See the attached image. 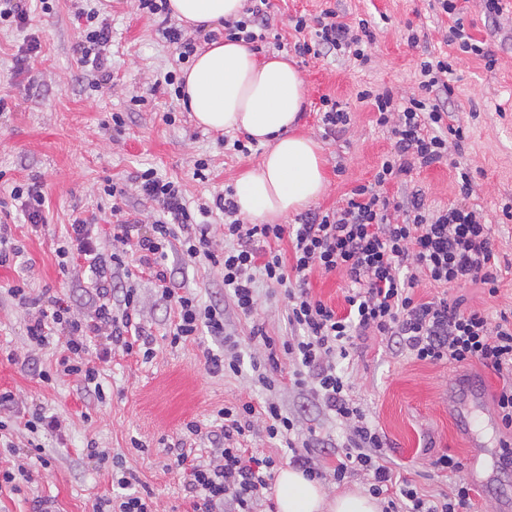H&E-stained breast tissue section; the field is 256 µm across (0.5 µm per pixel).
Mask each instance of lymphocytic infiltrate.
I'll return each instance as SVG.
<instances>
[{
  "instance_id": "lymphocytic-infiltrate-1",
  "label": "lymphocytic infiltrate",
  "mask_w": 512,
  "mask_h": 512,
  "mask_svg": "<svg viewBox=\"0 0 512 512\" xmlns=\"http://www.w3.org/2000/svg\"><path fill=\"white\" fill-rule=\"evenodd\" d=\"M151 15L162 16V37L174 45L180 59L194 55V38L169 23L167 0H138ZM441 13L452 19L448 41L460 53L475 55L494 68L492 50L484 48L466 28L457 8L458 0H436ZM270 0H248L236 20L224 23L229 41L251 44L253 49L283 50L282 36L275 32L269 13ZM79 50L84 67L102 72L106 48L112 41L108 21L98 20L96 12L86 15ZM298 35L293 50L299 57L341 58L357 66L371 59L374 41L366 19L356 24L341 20L335 8L324 9L314 22L297 19ZM420 83L417 93L395 97L391 90L358 91L360 101L371 102L375 124L394 141V150L381 162L373 182L354 186L336 207L310 209L293 224H250L238 214L233 188L218 194L213 206L191 208L178 184L158 177L147 169L138 173L137 187L143 197L157 204L160 214L150 229L138 219L118 224L114 234L121 243L135 242L140 265L151 276L160 299L173 306L176 314L170 333L171 345L198 336L200 332L222 337V351L208 354L210 372L237 375L243 358L239 342L224 333V310L200 303L189 293H179L165 266L167 250L180 243L188 259L205 258L224 270V289L237 309L245 315L256 307L255 281H266L287 290L288 334L283 340L268 336L262 325L251 330L252 339L268 351L266 361H252L255 382L272 387L268 367L277 366L280 357L292 362L291 383L300 390L311 389L320 406L334 414L345 429L342 443L309 429L303 441H295L297 424L273 401H251L221 408L222 421L215 432L223 446L200 460L175 443L167 450L172 471L186 474L185 489L193 512H262L273 478L275 462L260 458L245 448L243 440L252 418L262 419L269 438L285 442L295 468L312 479H323L324 472L314 452L315 445L333 451L336 482L361 473L367 475L371 496L384 499V512H462L469 506L472 489L463 475V464L452 454L433 460V467L452 478V491L436 500L422 498L416 488L397 479L387 459L385 435L374 427L351 395V386L339 370L340 361L349 357L356 339L372 334L391 340L415 359L431 364L479 365L496 373L502 385L494 397L496 417L503 432L499 439L500 461L512 466V313L490 316L485 310L464 307L462 299L434 297L418 299L415 290L421 282L437 288L455 289L478 284L489 296L499 292V258L492 239V224L473 196V177L467 169L457 173L454 204L435 209L428 205L422 190L411 189L397 196L388 195L387 184L400 181L414 168H426L448 157L449 141L464 143L467 133L451 103L455 88L449 77L453 64L447 57L427 53L417 64ZM224 215L223 252L211 250V210ZM288 242L282 252L280 242ZM61 258L86 263L95 279L89 311L77 317L58 297L40 299L31 295L25 282L8 288L21 304L34 307L26 326L29 341L38 347L62 337L54 371H38L44 383L62 377L81 381L85 391L103 395L99 371L85 354L89 342L99 344L97 358L109 361L113 347L126 354L151 358V341L141 322L136 289H124L120 303H113L108 277L110 265L122 264L121 253L103 255L86 219L75 218L68 238L58 249ZM341 274L348 281L344 312L312 295L308 277L313 271Z\"/></svg>"
}]
</instances>
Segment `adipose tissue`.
Segmentation results:
<instances>
[{
	"mask_svg": "<svg viewBox=\"0 0 512 512\" xmlns=\"http://www.w3.org/2000/svg\"><path fill=\"white\" fill-rule=\"evenodd\" d=\"M189 29H214L239 18L244 0H168ZM181 103L201 126L240 131L265 146L257 169L235 180L238 212L267 224L300 212L324 195L328 183L322 147L295 133L304 103L303 81L285 56L259 57L244 43L219 41L197 53L182 72ZM277 512H381L378 499L358 490L327 496L318 480L297 468L276 480Z\"/></svg>",
	"mask_w": 512,
	"mask_h": 512,
	"instance_id": "obj_1",
	"label": "adipose tissue"
}]
</instances>
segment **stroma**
<instances>
[{
  "instance_id": "obj_1",
  "label": "stroma",
  "mask_w": 512,
  "mask_h": 512,
  "mask_svg": "<svg viewBox=\"0 0 512 512\" xmlns=\"http://www.w3.org/2000/svg\"><path fill=\"white\" fill-rule=\"evenodd\" d=\"M51 12L32 11L27 28L0 27V199L13 182L40 177L46 195V222L32 228L16 221L14 239L23 254L16 264L0 267V390L12 391L19 411L41 409L66 422L62 437L31 435L14 428L10 439L16 447L29 442L42 445L49 467L32 461L31 480L17 494L0 497V512H33L35 501L45 500L50 512H93L98 499L118 495L111 466L85 453L95 442L109 455L121 457L127 472L153 492L156 512H193L184 490L183 475L166 468V448L182 438L184 422L194 420L203 433L191 437L195 448L208 447L207 431L219 418V409L244 401L271 400L294 416L299 432L316 427L322 435L342 442L345 433L334 416L288 383V363L273 376L274 390L267 391L249 374L235 376L210 372L206 357L218 341L208 333L196 340L171 346L169 311L151 280L137 270L135 246H126L125 263L112 270V291L136 289L141 318L153 340L154 356L145 361L122 353L99 363V380L105 397L86 393L79 381L66 377L53 385L41 383L35 368L54 367L57 344L33 346L26 335L27 307L9 296L5 286L26 279L32 295H54L72 312L85 309L91 274L71 264L60 268L55 249L74 217L89 219L104 253H112V198L103 192L105 182L126 189L119 204L152 224L157 213L133 192L137 172L152 168L162 178L181 184L191 206L212 203L237 174L256 168L264 149L256 145L251 155L224 148L223 139H237V132L221 135L196 125L164 82L166 73L184 67L174 47L158 32L160 19L143 13L138 0H53ZM336 7L342 20L367 19L375 36L372 61L360 69L331 58L298 63L305 90L300 114L301 132L318 140L325 160L328 190L318 208L336 207L355 185L372 182L393 141L378 128L369 103L359 102L364 87L388 88L409 94L418 87L416 62L422 52L447 51L448 18L433 0H271L274 23L285 41H292V18H314L327 7ZM99 8L112 26V44L106 70L111 78L95 91L82 66L76 46L80 36L79 11ZM464 23L472 36L494 51L498 62L487 70L483 60L464 56L451 77L456 111L468 128L462 153L451 162L413 170L410 178L435 208L456 199L457 167L469 168L479 203L493 225L494 247L506 261L500 291L489 297L471 285L461 292L465 306L489 313L512 308V221L499 205L512 196V18L495 23L481 0H464ZM422 30L418 47L406 42L408 27ZM39 38L41 48L22 74H15L14 59L26 35ZM339 101L351 123L338 139H327L317 122L320 96ZM122 113L126 124L115 130L113 113ZM172 122H165V115ZM209 162L208 182L196 180L197 159ZM168 268L176 286L198 296L203 304L224 308V329L236 336L244 356L264 358L263 348L249 340L253 325L269 336L288 333L284 288L257 283L258 305L244 316L224 298V275L206 260L186 262L180 247L169 253ZM353 397L369 419L383 431L392 467L415 484L421 493L449 492L451 483L430 466L435 456L448 453L468 459L473 434L453 407V392L474 390L484 395L482 416L489 421L481 436L487 444L485 466L492 476L482 494L473 495L467 512H512V468L499 461L493 396L502 384L492 371L480 366L429 364L413 359L377 336L357 339L348 359L340 364Z\"/></svg>"
}]
</instances>
